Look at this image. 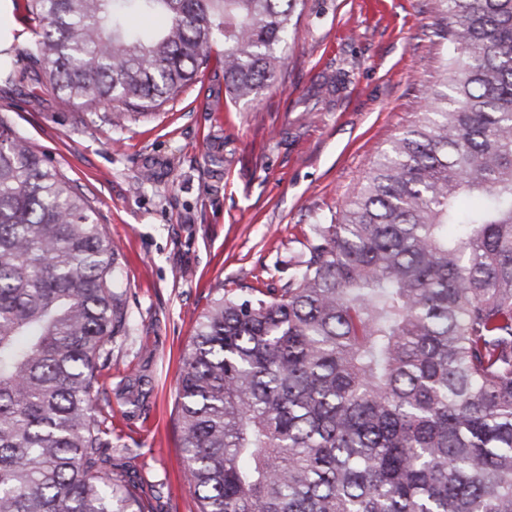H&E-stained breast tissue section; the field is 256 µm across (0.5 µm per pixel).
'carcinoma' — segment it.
Listing matches in <instances>:
<instances>
[{
	"label": "carcinoma",
	"instance_id": "obj_1",
	"mask_svg": "<svg viewBox=\"0 0 512 512\" xmlns=\"http://www.w3.org/2000/svg\"><path fill=\"white\" fill-rule=\"evenodd\" d=\"M435 2L429 105L281 288H223L199 317L176 405L197 512H512V0ZM300 3L27 0L20 81L121 127L219 40L253 100ZM120 257L0 113V512H154L104 452Z\"/></svg>",
	"mask_w": 512,
	"mask_h": 512
}]
</instances>
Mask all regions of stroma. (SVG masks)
Returning a JSON list of instances; mask_svg holds the SVG:
<instances>
[{
  "mask_svg": "<svg viewBox=\"0 0 512 512\" xmlns=\"http://www.w3.org/2000/svg\"><path fill=\"white\" fill-rule=\"evenodd\" d=\"M433 0H306L275 86L225 93L211 62L161 110L83 126L49 89L0 76V113L77 181L121 241L125 331L102 378L112 459L157 512H196L176 427L181 353L215 296L281 287L311 225L365 183L439 77ZM120 146H113V139ZM154 177L136 180L143 169ZM146 374L138 403L125 386Z\"/></svg>",
  "mask_w": 512,
  "mask_h": 512,
  "instance_id": "1",
  "label": "stroma"
}]
</instances>
